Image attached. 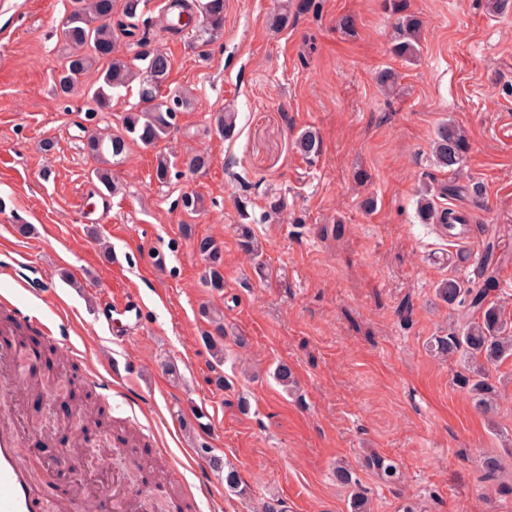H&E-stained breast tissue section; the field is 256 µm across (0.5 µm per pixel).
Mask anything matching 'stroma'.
<instances>
[{"instance_id": "1", "label": "stroma", "mask_w": 512, "mask_h": 512, "mask_svg": "<svg viewBox=\"0 0 512 512\" xmlns=\"http://www.w3.org/2000/svg\"><path fill=\"white\" fill-rule=\"evenodd\" d=\"M286 2L226 0L224 31L203 48L164 28L169 0H144L151 43L171 59L170 88L193 91L163 146L180 157L208 152L211 165L162 184L154 148L132 145L112 169L121 190L106 210L83 142L88 129L120 128L135 91L97 110L87 94L92 69L74 93L55 95L69 0H0V57L9 61L0 67V266L15 271L0 275V293L54 326L61 358L78 368L77 396L92 394L143 442L133 454L109 437L111 453L87 455L73 476L46 482L47 504L70 498L82 512H100L86 487L117 473L125 497L173 512L166 492L136 476L145 461L170 470L188 512H261L271 499L288 512H350L349 491L333 477L343 462L368 489L373 512H403L409 501L419 512H512V500L488 498L478 480L488 453L512 473V361L499 369V410L489 418L454 386L459 363L428 350L431 337L464 318L435 293L442 277L467 274L448 255L476 258L496 243L512 320V8L408 0L424 33L420 56L407 63L391 52L385 0H318L317 13L274 29L270 17ZM347 15L350 32L339 27ZM387 68L398 76L390 95L377 81ZM225 108L237 114L230 140L213 128ZM445 120L466 131L465 174L485 187L478 203L441 201L483 225L462 241L420 223L416 211L427 173L449 179L435 172L431 153ZM307 128L322 144L312 163L292 149ZM188 191L204 199L193 215L174 206ZM274 198L284 203L276 215ZM244 221L263 244L265 274L238 245L235 226ZM336 223L345 229L339 239L328 233ZM18 224L32 233L18 235ZM185 224L223 243V293L204 287ZM104 241L109 263L100 258ZM130 291L147 319L116 343L96 307ZM204 304L224 314L220 361L202 341ZM238 336L246 347L235 345ZM282 362L294 371V391L273 376ZM219 374L229 389L216 390ZM23 424V455L52 463L73 444L70 421L34 401ZM46 425L53 441L41 435ZM374 452L395 462L398 481L365 468ZM213 454L237 470L246 494L210 467Z\"/></svg>"}]
</instances>
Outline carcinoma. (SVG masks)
Returning a JSON list of instances; mask_svg holds the SVG:
<instances>
[{
  "label": "carcinoma",
  "instance_id": "cac0c4a2",
  "mask_svg": "<svg viewBox=\"0 0 512 512\" xmlns=\"http://www.w3.org/2000/svg\"><path fill=\"white\" fill-rule=\"evenodd\" d=\"M141 0H124L121 15L112 19L116 0H70V10L64 18L61 36L65 43L67 61L54 83V90L60 96L73 92L82 75L99 61L107 60L96 82L88 94L97 108L105 111L111 107L115 94L129 89L132 82H138V105L124 113L120 130L104 134L91 131L85 136L84 150L97 163L92 174L98 183L110 194L119 187L112 178V166L123 161L130 146L142 143L152 146L164 141L178 127L172 111L166 106L162 87L166 85L171 61L162 50L150 46L145 36H140L142 47L136 60H128L115 54L116 44L123 37L136 36L141 14ZM205 20L206 42H211L224 30V0H205L199 5ZM316 8L315 0H288L283 11L271 18L275 29L288 26L300 16ZM389 8L395 17V37L392 45L394 56L405 62L414 60L421 49L423 20L409 10L407 0H390ZM170 9L175 15L188 14L186 20H179L172 26L175 31L189 27L193 22L190 15L193 7L189 0H171ZM237 114L228 110L219 112L214 122L219 135L234 136ZM294 149L303 159L313 161L321 151V141L316 131L307 129L294 139ZM470 150V142L464 130L448 120L440 124L432 143V156L436 167L448 169L454 176L462 172L463 164ZM182 165L184 173L195 175L206 171L210 157L205 152L187 154L182 160L171 159L166 153L156 155L154 175L158 182L165 183L171 177L176 165ZM484 187L479 181L468 179L467 184L438 183L432 179L425 185L417 202V216L423 224H435L444 232L451 233L455 226L465 223V217L444 206L437 205L435 198L465 194L478 201ZM182 210L194 214L203 208V198L192 192L180 196ZM238 243L245 253L258 259L262 247L248 224L237 226ZM194 246L206 261L204 282L214 291L224 290L223 245L210 236L194 239ZM463 263L470 262V255H460ZM494 242H487L484 252L472 263L471 274L462 279L450 276L436 285V295L450 307L463 309L468 319L448 333L435 336L430 341V352L437 358L460 362V370L453 378L454 385L469 395L473 406L482 414H492L497 406L499 388L490 368L497 367L512 359V321L507 319L498 300L499 282L493 275L500 263ZM202 320L209 325L202 336L213 356L224 360V316L214 307L202 306ZM56 383L53 377H30L27 379L29 393L38 397ZM102 409L92 401H85L73 423L76 442L85 438L89 429L105 428ZM365 467L382 479L391 482L397 478V467L388 458L373 453L365 459ZM504 469L500 457L487 454L480 459L483 482L491 484L493 493L500 499L512 497V481L502 476ZM336 483L350 490L351 512H371L370 501L359 478L350 468L342 465L334 470Z\"/></svg>",
  "mask_w": 512,
  "mask_h": 512
}]
</instances>
